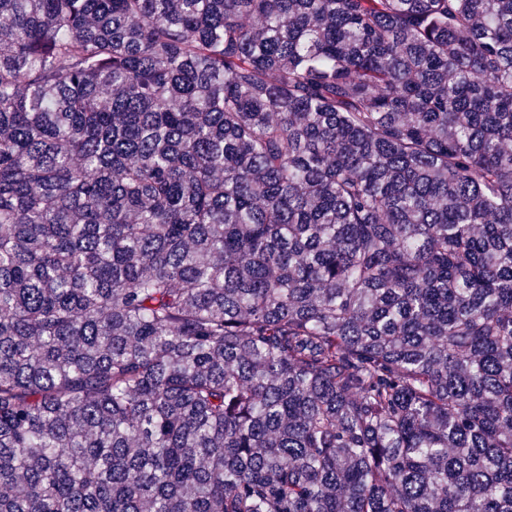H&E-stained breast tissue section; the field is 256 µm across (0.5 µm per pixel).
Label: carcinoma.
Listing matches in <instances>:
<instances>
[{
  "label": "carcinoma",
  "instance_id": "obj_1",
  "mask_svg": "<svg viewBox=\"0 0 512 512\" xmlns=\"http://www.w3.org/2000/svg\"><path fill=\"white\" fill-rule=\"evenodd\" d=\"M0 512H512V0H0Z\"/></svg>",
  "mask_w": 512,
  "mask_h": 512
}]
</instances>
